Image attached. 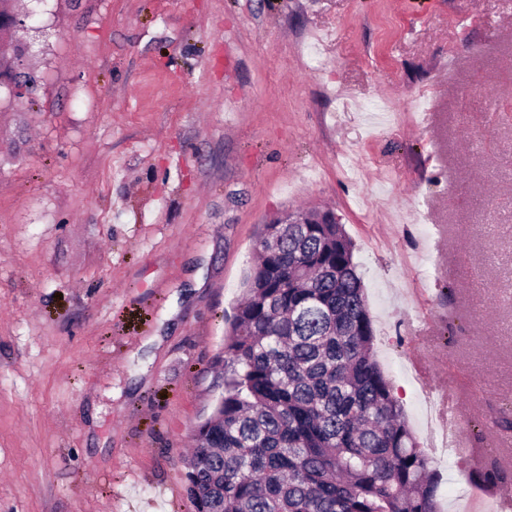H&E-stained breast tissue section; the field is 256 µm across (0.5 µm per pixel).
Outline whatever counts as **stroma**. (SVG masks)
Here are the masks:
<instances>
[{
  "label": "stroma",
  "mask_w": 512,
  "mask_h": 512,
  "mask_svg": "<svg viewBox=\"0 0 512 512\" xmlns=\"http://www.w3.org/2000/svg\"><path fill=\"white\" fill-rule=\"evenodd\" d=\"M0 88V512H194L187 460L259 229L328 207L376 357L440 476L431 387L512 449V0H22ZM428 106H421V96ZM25 54L24 47L12 41H0V81L1 78H8L16 81H6L10 94L13 97H22L26 94V85L18 82L27 73L19 71V59Z\"/></svg>",
  "instance_id": "35a3bbf8"
}]
</instances>
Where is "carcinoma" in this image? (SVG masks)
Listing matches in <instances>:
<instances>
[{
	"label": "carcinoma",
	"mask_w": 512,
	"mask_h": 512,
	"mask_svg": "<svg viewBox=\"0 0 512 512\" xmlns=\"http://www.w3.org/2000/svg\"><path fill=\"white\" fill-rule=\"evenodd\" d=\"M24 54L1 40L0 78L23 79ZM257 246L221 356L224 395L188 460L195 512H440L438 477L374 359L344 225L264 224Z\"/></svg>",
	"instance_id": "obj_1"
}]
</instances>
